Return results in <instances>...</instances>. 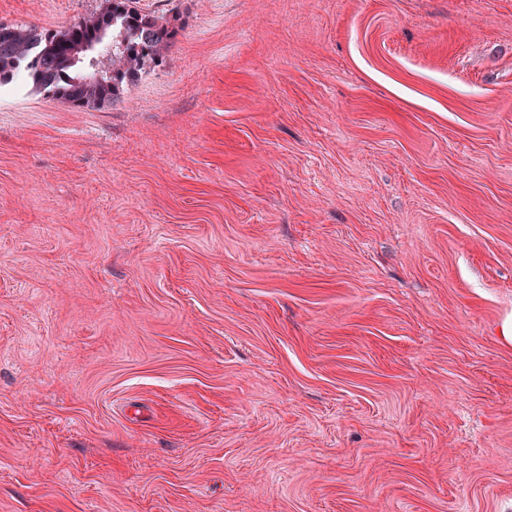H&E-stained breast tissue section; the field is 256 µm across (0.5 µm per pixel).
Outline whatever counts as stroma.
I'll list each match as a JSON object with an SVG mask.
<instances>
[{"label":"stroma","mask_w":512,"mask_h":512,"mask_svg":"<svg viewBox=\"0 0 512 512\" xmlns=\"http://www.w3.org/2000/svg\"><path fill=\"white\" fill-rule=\"evenodd\" d=\"M140 5L0 86V512H512V0ZM102 12L63 30L25 24L0 29V85L21 77L32 89L75 109L103 106L160 66L176 31L155 11L133 0H108ZM96 52L97 55L90 56ZM109 77L80 74L73 60Z\"/></svg>","instance_id":"35a3bbf8"}]
</instances>
